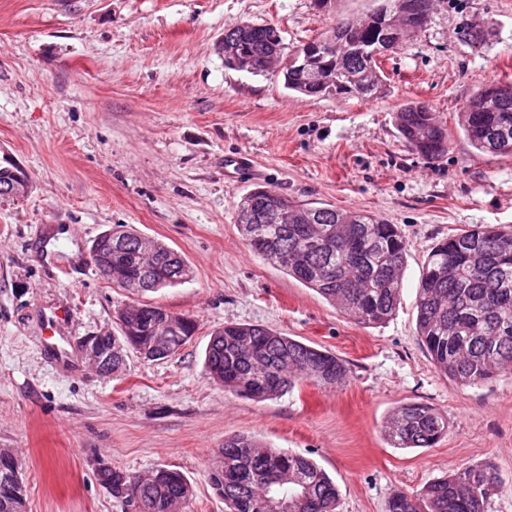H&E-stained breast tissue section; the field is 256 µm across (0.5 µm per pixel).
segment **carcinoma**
<instances>
[{
	"instance_id": "obj_1",
	"label": "carcinoma",
	"mask_w": 512,
	"mask_h": 512,
	"mask_svg": "<svg viewBox=\"0 0 512 512\" xmlns=\"http://www.w3.org/2000/svg\"><path fill=\"white\" fill-rule=\"evenodd\" d=\"M364 21H338L316 39L330 49L335 63L321 68L302 64L307 45L284 55L278 27L242 22L224 30V37L243 45L253 74L283 64L284 86L298 94H324V80L351 87L341 96L367 99L381 87L376 48L388 36L402 42L406 24L422 28L433 0H382ZM497 89L494 106L479 112L473 102ZM398 131L414 151L431 159L448 153V130L422 102L398 112ZM459 128L479 153L499 155L498 142H512V85L480 87L464 103ZM257 220L243 217L248 209ZM238 224L247 245L277 263L289 276L315 290L363 325H377L396 311L403 289L406 244L395 224L367 211L297 203L284 195L256 188L237 204ZM110 263L122 274L112 283L132 292L156 291L186 280L189 267L163 242L141 236L127 225H113ZM121 336L99 337L112 346V372L122 370L126 350L150 361L182 348L194 335L197 321L150 303L117 313ZM417 334L433 367L462 386L485 384L503 372L512 373V227L473 226L436 243L422 268L417 299ZM209 379L242 397L272 399L302 382L336 387L345 381L346 366L333 354L259 325L226 323L215 331L206 350ZM383 434L395 448H430L448 434V417L431 406L404 403L386 418ZM19 459L0 448V512H27ZM228 512H270L267 496L287 497L292 512H336V484L309 458L274 448L256 438L234 436L217 449L208 472ZM101 486L125 504L138 502V512H184L192 495L184 476L171 469L130 475L118 468L97 471ZM499 477L489 465H470L435 479L421 493L400 492L387 512H487Z\"/></svg>"
}]
</instances>
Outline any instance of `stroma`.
<instances>
[{
	"label": "stroma",
	"mask_w": 512,
	"mask_h": 512,
	"mask_svg": "<svg viewBox=\"0 0 512 512\" xmlns=\"http://www.w3.org/2000/svg\"><path fill=\"white\" fill-rule=\"evenodd\" d=\"M381 0H0V151L31 190L0 199V448L23 468L28 512H126L94 478L110 465L179 471L185 512H225L208 471L225 438L252 436L313 459L336 482L337 512H386L463 466L500 484L487 512H512V375L461 386L416 333L421 268L434 244L474 224L512 226V155L473 150L458 126L472 92L512 83V0H434L431 18L382 58L373 98L303 97L279 73L224 63V31L276 25L287 48ZM489 28L464 43V25ZM429 105L447 156L411 151L397 109ZM301 203L364 210L407 246L395 314L363 326L252 251L236 204L256 186ZM126 224L179 252L180 284L141 295L106 281L93 240ZM196 318L174 356L128 350L102 375L80 341L118 330L129 304ZM227 323L261 325L330 351L336 388L301 383L254 401L208 379L205 350ZM448 418L431 448H393L384 418L408 402Z\"/></svg>",
	"instance_id": "1"
}]
</instances>
